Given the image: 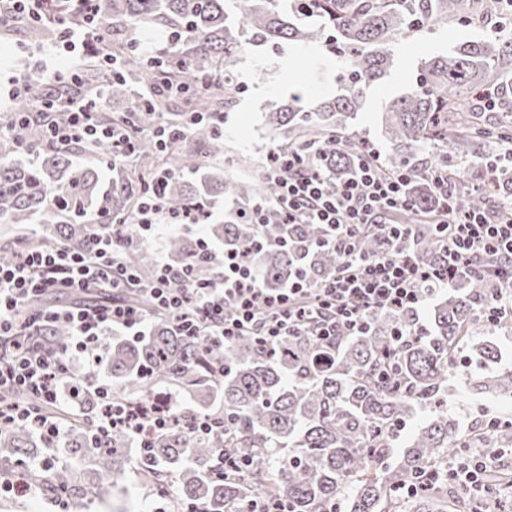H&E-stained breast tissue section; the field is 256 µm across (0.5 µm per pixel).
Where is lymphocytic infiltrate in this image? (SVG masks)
Masks as SVG:
<instances>
[{
	"label": "lymphocytic infiltrate",
	"instance_id": "f902f5d3",
	"mask_svg": "<svg viewBox=\"0 0 512 512\" xmlns=\"http://www.w3.org/2000/svg\"><path fill=\"white\" fill-rule=\"evenodd\" d=\"M77 3L80 22L67 26L61 39L36 50L35 72L50 76L61 73L57 57L88 45L87 28L97 20L100 0ZM9 100L18 106L20 119H32L38 113L49 116L48 129L54 143L79 142L90 152L108 143L113 147V158L122 160L132 151L121 127L102 124L95 117L94 101L72 99L51 106L42 86L20 76L12 81ZM267 158L288 167L283 180L275 167L268 172L269 177L279 180L275 204L281 207L287 223L323 225L319 245L339 254V272L334 279L317 284L299 274L285 288L263 289L251 258L264 249L287 246L288 239H272L261 233L241 247L224 252V274L214 281L175 287L180 271L167 262H158L150 297L176 327L190 335L205 330L226 339L251 335L272 342L295 333L305 321L316 319L320 322L318 339L339 330L353 336L366 332L372 315L379 310H419L425 303L423 287L440 291L473 276L488 283L480 303L481 317L491 324L512 319V220L502 222L486 211L447 206L444 220L436 226L445 240L444 253L436 264L425 266L409 249L412 225L395 221L398 214L412 207L405 177L382 174L380 154L372 146H364L355 173L336 182L303 163L296 152L282 157L271 150ZM205 213V207L197 204L170 218L154 195L141 200L118 222L140 236L154 225L173 220L201 223ZM369 228L378 232L383 245L377 255L364 257L358 253L356 241ZM129 278L116 242L108 234L98 236L95 250L87 254L64 248H33L20 251L11 264H0V341L11 347L9 355H0V387L26 390L46 404L60 403L61 386L69 376L70 353L85 352L115 330L141 336L144 313L117 300L103 306L39 313L21 324L14 320L18 307L35 294L83 292L103 283L119 291ZM56 322L71 327V342L66 347L57 348L37 338L41 328ZM86 385L101 402L96 416L101 433L124 430L139 438L149 432H163L184 416L189 417L194 433L210 429L208 418L189 416L180 406L156 410L143 403L116 404L110 384L90 379ZM27 424L35 426L50 442L62 434L61 424L41 414L37 407L0 404L1 433ZM503 455L499 448L491 452L469 449L463 457L449 459L448 480L475 497H485L489 492L486 475Z\"/></svg>",
	"mask_w": 512,
	"mask_h": 512
}]
</instances>
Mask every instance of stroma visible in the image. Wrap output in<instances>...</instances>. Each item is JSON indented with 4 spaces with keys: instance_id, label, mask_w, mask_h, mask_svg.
<instances>
[{
    "instance_id": "1",
    "label": "stroma",
    "mask_w": 512,
    "mask_h": 512,
    "mask_svg": "<svg viewBox=\"0 0 512 512\" xmlns=\"http://www.w3.org/2000/svg\"><path fill=\"white\" fill-rule=\"evenodd\" d=\"M494 23V18L477 16L461 24H434L420 36V50L397 44L390 77L382 86L368 91L365 105L354 120L361 136L380 150H387L389 142L379 116L393 98L413 87L421 63L432 55L448 53L459 43L489 37ZM320 52L316 46L311 55L303 56L293 44L284 41L275 47L250 43L239 54L235 73L243 91L221 122L224 169L229 176L258 180L271 147V133L264 122V114L271 104L288 101L301 86L311 91L310 97L303 101L307 108L317 98L336 96L338 64L331 61L324 69H316L312 58Z\"/></svg>"
}]
</instances>
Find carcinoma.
Returning <instances> with one entry per match:
<instances>
[{
  "mask_svg": "<svg viewBox=\"0 0 512 512\" xmlns=\"http://www.w3.org/2000/svg\"><path fill=\"white\" fill-rule=\"evenodd\" d=\"M58 20L72 22L77 4L47 0ZM502 16V0H104L98 22L90 30L116 34L112 54L118 68L105 66L92 55L80 63L78 78H59L62 96L117 98L138 89L130 114L98 113V119L121 122L133 143L138 173L112 163V150L103 145L90 160L75 165L71 156L79 144L44 147L45 126L11 123L0 136V224L14 235L0 245V264L22 249L61 246L83 253L95 233L122 237V259L140 285L128 286L123 297L145 304L141 289L151 280L155 263L129 240L134 234L119 224H101L97 230L82 223V214L107 211L121 216L151 190L155 173L163 168L179 171L159 189L165 210L178 215L198 202L221 196L233 204L229 219L208 225L209 240L226 249L237 248L257 230L275 237L285 228L283 214L272 207L262 211L261 225L236 214L261 193L275 195L277 185L263 178L262 185L224 177L222 132L218 121L202 122L181 131V121L166 147L153 142V128L171 100L168 81L181 84L188 112H209L217 117L236 102L241 87L231 63L244 42L298 46L320 42L341 62L336 82L340 94L308 111L295 96L287 104H274L267 113L274 147L298 151L319 164L331 179L347 173L361 151L362 137L353 120L367 91L384 82L393 65L395 44L422 32L413 25L466 21L474 14ZM28 46L41 47L56 34L49 22L29 21ZM512 76V36L495 34L468 41L446 56L424 61L417 84L407 96L390 105L383 116L390 152L381 162L383 172H405L414 209L403 219L418 221L411 245L420 263L433 264L443 251L440 235L423 221L441 212L442 199L431 180L415 163L431 150L434 167L448 172V189L462 210H483L496 187L512 183V170L498 167L481 192L462 180L459 157L469 149L472 160L486 163L488 145L512 138V126L502 124L488 133L473 121L476 95L491 91ZM36 154L32 164L18 156ZM183 170L203 171L189 182ZM39 230L23 233L27 226ZM296 245L259 255L256 265L261 287L284 288L301 268L313 283L336 275V252L316 247L323 237L319 224L291 227ZM359 254L379 251V239L368 230L357 240ZM170 264L192 269L198 278L220 277V261L203 253L198 239L178 232L167 241ZM486 284L469 279L446 295L428 293L425 331L415 334L418 315L412 311L384 310L371 319L370 331L348 336L339 331L329 342L311 335L309 325L294 336L266 344L257 336L220 338L191 336L175 328L168 318L153 314L151 334L111 345L105 353L95 346L88 357L108 360L112 377L126 387L114 395L117 402L148 401L161 388L171 386L196 398L198 415L214 420L209 433L197 435L185 424L174 425L150 440L148 449L127 455L128 436L99 433L93 412L71 423L67 448L84 465L41 472L44 491H66L79 505L100 499L104 483L124 492L127 467L134 463L140 478L163 490L175 483L181 498L204 512H252L270 499L281 501L288 512H445L447 482L434 475L449 455L470 444L457 417L448 412L453 392V362L463 353L481 368L468 393L471 407L491 400L512 401V368L500 366L501 352L481 339L491 326L480 317L478 300ZM76 306L97 305L112 293L69 295ZM58 297L45 294L30 299L20 319L55 307ZM408 332L402 339L396 330ZM45 335L64 347L69 328L53 324ZM421 421L405 437L398 428L408 418ZM497 440L512 445V413L500 416ZM41 437L29 427H16L0 435V465L13 466L42 459ZM248 463L224 476L213 475L219 459ZM418 494L405 490L416 479Z\"/></svg>",
  "mask_w": 512,
  "mask_h": 512,
  "instance_id": "obj_1",
  "label": "carcinoma"
}]
</instances>
